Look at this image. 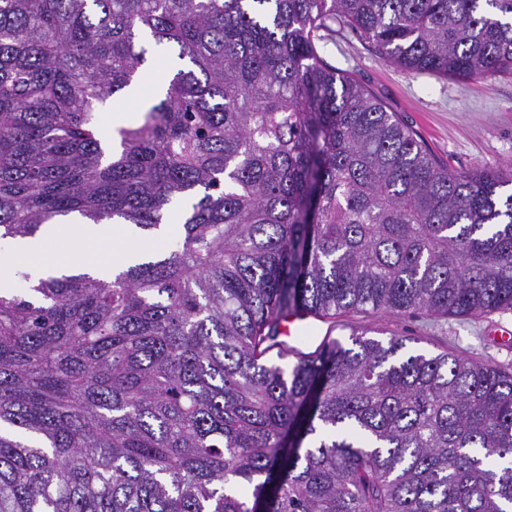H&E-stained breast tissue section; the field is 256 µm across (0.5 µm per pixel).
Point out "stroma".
I'll return each instance as SVG.
<instances>
[{
  "instance_id": "1",
  "label": "stroma",
  "mask_w": 512,
  "mask_h": 512,
  "mask_svg": "<svg viewBox=\"0 0 512 512\" xmlns=\"http://www.w3.org/2000/svg\"><path fill=\"white\" fill-rule=\"evenodd\" d=\"M320 53L337 69L354 73L449 170H491L512 163V76L452 80L405 71L385 62L347 30L327 34ZM501 329L512 330V310L482 317L430 318L363 309L323 320L319 333L300 337L295 346L310 352L328 337L346 344L362 331L382 340L409 336L429 353L448 351L508 372L512 345L500 342L497 332Z\"/></svg>"
}]
</instances>
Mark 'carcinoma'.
Masks as SVG:
<instances>
[{
    "label": "carcinoma",
    "mask_w": 512,
    "mask_h": 512,
    "mask_svg": "<svg viewBox=\"0 0 512 512\" xmlns=\"http://www.w3.org/2000/svg\"><path fill=\"white\" fill-rule=\"evenodd\" d=\"M512 74V0H0V240L78 213L171 249L0 289V512H512V372L280 320L512 309V174L451 172L319 53ZM145 39L174 50L116 129Z\"/></svg>",
    "instance_id": "obj_1"
}]
</instances>
